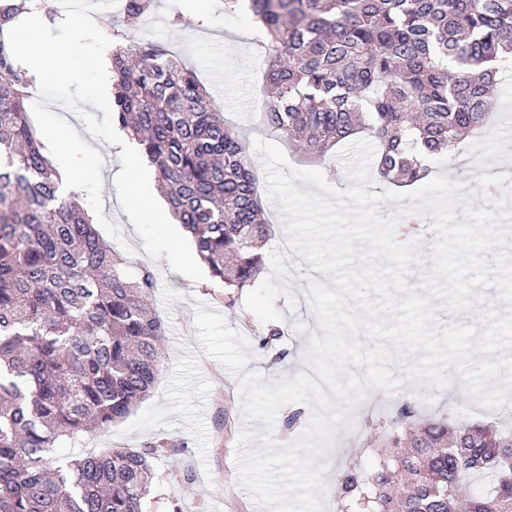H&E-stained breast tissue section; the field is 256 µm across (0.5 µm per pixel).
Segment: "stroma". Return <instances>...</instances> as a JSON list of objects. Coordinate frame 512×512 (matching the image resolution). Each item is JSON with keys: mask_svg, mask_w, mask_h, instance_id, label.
Wrapping results in <instances>:
<instances>
[{"mask_svg": "<svg viewBox=\"0 0 512 512\" xmlns=\"http://www.w3.org/2000/svg\"><path fill=\"white\" fill-rule=\"evenodd\" d=\"M179 13L199 17L201 26H175L173 19ZM95 20L112 40L126 36L154 42L185 58L211 95L216 110L223 112L225 123L236 127L246 144L258 139L275 143L293 168L321 171L333 189L350 187L337 157L322 161L303 158L279 132L262 124L265 35L254 27L248 11L225 14L219 0H155L154 10L135 30L125 31L114 9L97 13ZM49 109L65 118L101 153L103 215L117 224L122 236L114 248L127 260L130 273L144 268L154 272L157 286L153 303L166 324L161 367L150 395L109 430L89 433L75 447L60 445L52 450V457L112 448L143 449L155 443L159 449L153 459L154 478L143 512H260L239 482L236 445L242 429L260 431L264 424L244 421L239 376L204 356L196 339L195 309L201 302L212 306L224 315L229 327L250 342L248 370L268 381L294 377L307 371L308 339L320 330L305 300L313 281L310 264L299 253L279 249L278 242L286 237L287 230L278 208L266 200L264 208L274 235L263 248L265 269L254 287L228 298L212 280L195 282L173 272L167 259H154L145 252L142 238L120 207L114 178L121 163L115 148L92 137L84 123L62 105L53 103ZM430 174L467 183L476 209L487 202L512 198V66L498 76L487 129L451 159L436 161ZM431 224L429 216H422L417 231L420 261L406 276L409 289L421 296L428 295L433 282L429 273L435 239ZM274 327L281 329V336L259 348L257 335ZM392 371L400 377V385L393 390L370 388L353 411L351 423L339 427L330 447L315 461L322 490L330 498L325 512H341L336 458L359 448L363 467L373 469L376 459L365 451L367 435L371 428L383 427L401 402H411L420 419L449 415L458 424L490 422L512 427V405L485 406L468 390L450 395L421 384L403 367L393 366Z\"/></svg>", "mask_w": 512, "mask_h": 512, "instance_id": "35a3bbf8", "label": "stroma"}]
</instances>
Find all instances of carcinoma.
Masks as SVG:
<instances>
[{
  "mask_svg": "<svg viewBox=\"0 0 512 512\" xmlns=\"http://www.w3.org/2000/svg\"><path fill=\"white\" fill-rule=\"evenodd\" d=\"M154 0H123L137 26ZM268 35L264 123L310 157L365 133L379 176L398 186L483 125L512 64V0H248ZM39 0H0V512H142L151 449L47 462L61 441L107 430L154 387L165 323L156 277L127 273L80 194L61 191L29 115L36 77L7 32ZM112 119L143 146L175 219L227 294L252 287L270 235L246 145L205 86L151 42L112 47ZM370 475L337 472L354 512H512V434L450 419L414 422ZM494 474L489 487L470 477Z\"/></svg>",
  "mask_w": 512,
  "mask_h": 512,
  "instance_id": "obj_1",
  "label": "carcinoma"
}]
</instances>
